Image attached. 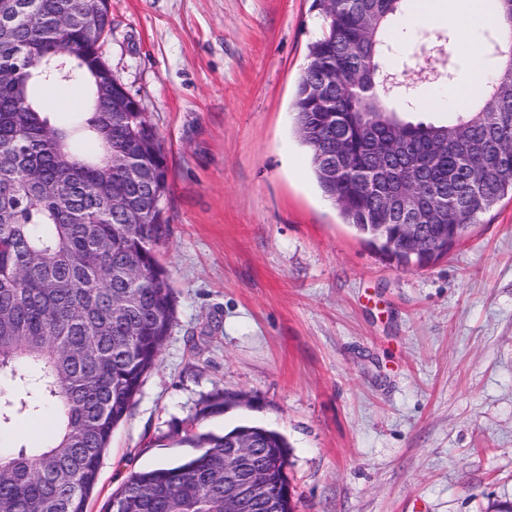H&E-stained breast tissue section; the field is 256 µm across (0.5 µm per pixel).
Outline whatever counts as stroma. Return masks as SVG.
<instances>
[{
    "label": "stroma",
    "instance_id": "stroma-1",
    "mask_svg": "<svg viewBox=\"0 0 512 512\" xmlns=\"http://www.w3.org/2000/svg\"><path fill=\"white\" fill-rule=\"evenodd\" d=\"M102 50L140 101L169 166L158 258L174 322L112 433L87 512L134 473L195 453L183 428H272L290 445L296 512H490L512 501V199L447 254L400 267L345 224L294 133L293 101L321 19L312 0H110ZM452 19L390 24L389 60L425 67ZM53 125L87 111L85 83L47 85ZM411 121L446 124L444 83ZM247 403L199 417L210 396ZM16 416L0 452L40 445Z\"/></svg>",
    "mask_w": 512,
    "mask_h": 512
}]
</instances>
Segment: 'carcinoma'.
<instances>
[{
    "label": "carcinoma",
    "instance_id": "1",
    "mask_svg": "<svg viewBox=\"0 0 512 512\" xmlns=\"http://www.w3.org/2000/svg\"><path fill=\"white\" fill-rule=\"evenodd\" d=\"M82 0H0V426L17 414L54 416L46 443L0 459V512H87L113 429L129 414L158 364L173 321L172 288L157 259L169 234L162 202L168 162L138 101L114 82L112 104L97 83L107 63L101 42L110 23L94 20L98 39L65 19ZM323 10L294 101L295 132L311 154L316 182L345 223L401 264L444 254L461 224L512 195V0H496L501 18L493 77L473 84L450 125L408 121L422 79L403 84L387 61L384 38L402 0H335ZM85 81L90 112L76 132L93 136L96 157L70 149L52 126L38 88ZM323 95L312 97L316 85ZM351 169L328 168L336 139ZM448 139V154L431 147ZM397 147L380 158L374 140ZM366 179L378 193L359 195ZM432 181L445 194L425 226L424 253L387 209L409 181ZM125 209L112 208V191ZM240 402L217 396L206 416ZM199 452L178 464L133 474L107 512H225L224 451L250 448L280 496L286 439L260 425L222 434L188 433Z\"/></svg>",
    "mask_w": 512,
    "mask_h": 512
}]
</instances>
